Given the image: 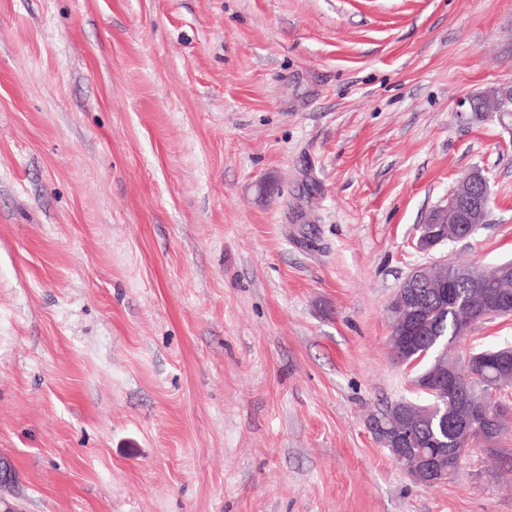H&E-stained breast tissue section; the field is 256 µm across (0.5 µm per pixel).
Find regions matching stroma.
Here are the masks:
<instances>
[{
	"mask_svg": "<svg viewBox=\"0 0 512 512\" xmlns=\"http://www.w3.org/2000/svg\"><path fill=\"white\" fill-rule=\"evenodd\" d=\"M512 0H0V456L19 512H512L368 428L419 265L512 259ZM486 228L416 247L471 169ZM512 344L475 326L455 358ZM480 98L488 104V108H478L477 96L473 95L464 102L466 108L463 112H488L497 121L511 130L512 126V88L511 86H493L479 94Z\"/></svg>",
	"mask_w": 512,
	"mask_h": 512,
	"instance_id": "stroma-1",
	"label": "stroma"
}]
</instances>
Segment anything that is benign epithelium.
<instances>
[{
	"label": "benign epithelium",
	"mask_w": 512,
	"mask_h": 512,
	"mask_svg": "<svg viewBox=\"0 0 512 512\" xmlns=\"http://www.w3.org/2000/svg\"><path fill=\"white\" fill-rule=\"evenodd\" d=\"M488 104L486 112L509 128L512 126V88L493 86L471 96L465 101V111H479L477 99ZM490 214V191L488 179L480 169L466 174L448 198V204L438 208L420 225L417 247L430 251L449 241L467 240L481 225L488 223ZM458 275L448 272V261L440 260L432 266H419L403 281L395 293V305L390 309L392 320L399 326L400 336L396 340L408 344L411 334L424 320L431 303L442 309H458L464 305L463 297L456 290ZM467 323L461 333L466 334L478 323L492 317L512 316V296L500 292L490 295L476 306L467 309ZM414 389L427 394L431 403L424 407L422 415L428 416L440 412L443 423H448L459 441H464L479 429L481 420L496 422V410L500 398V389L489 384L485 387L483 399L489 408H462L448 411V399L464 389L462 375L455 367L448 366V354L442 348L430 358L429 368L413 379ZM369 429L386 448L397 451L398 459L408 476L416 483L431 486L446 480V473L439 464L438 454L466 451V447L445 449L436 438L429 440L431 447L438 449L437 454H427L419 450L421 440L414 436L412 421L401 410H390L386 415L369 420ZM17 482V475L11 462L0 457V490L10 488Z\"/></svg>",
	"instance_id": "7a95c632"
}]
</instances>
